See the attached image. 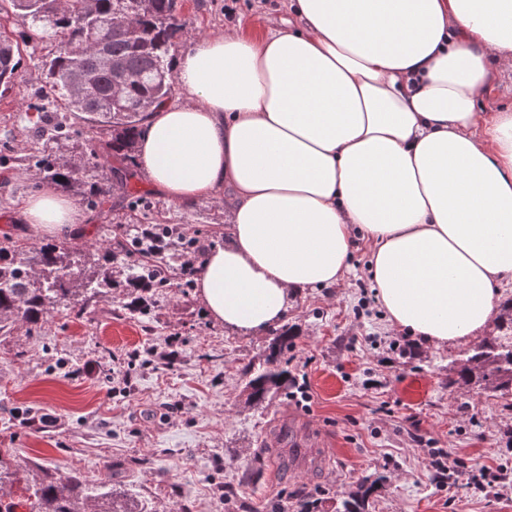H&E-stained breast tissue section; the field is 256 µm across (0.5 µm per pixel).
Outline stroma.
Here are the masks:
<instances>
[{
  "label": "stroma",
  "mask_w": 512,
  "mask_h": 512,
  "mask_svg": "<svg viewBox=\"0 0 512 512\" xmlns=\"http://www.w3.org/2000/svg\"><path fill=\"white\" fill-rule=\"evenodd\" d=\"M186 26L169 61L195 47L202 34L239 26L252 33L278 26L288 0H178ZM23 36L17 85L0 97V236L36 245L24 203L41 179L25 157L42 145L24 120L29 100L45 88L42 63L56 44L21 18L4 21ZM155 224H188L201 243L223 245V198L169 202L144 177L131 181ZM366 246L356 243L351 271L336 285L311 288L290 302L294 345L281 361L306 379L310 409L276 391L266 408L246 402L242 369L262 372L273 330L245 335L206 315L195 289L163 291L148 317L118 309L122 289L103 294L83 320L49 316L42 335L15 321L0 334V455L21 472L40 466L76 472L92 485L124 469L122 492L136 512H224L232 490L249 512H273L285 502L299 512L315 500L332 512L368 475L386 483L368 512H512V449L503 432L512 409L491 392L449 388L451 347H425L389 329L381 308L359 312L368 282ZM399 340L402 350L389 349ZM173 346L165 364L158 353ZM420 381L425 395L409 400L404 386ZM447 450L466 466L454 482L433 478L427 450ZM506 472L480 490L469 465Z\"/></svg>",
  "instance_id": "obj_1"
}]
</instances>
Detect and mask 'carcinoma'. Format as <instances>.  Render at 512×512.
I'll return each instance as SVG.
<instances>
[{
  "instance_id": "obj_1",
  "label": "carcinoma",
  "mask_w": 512,
  "mask_h": 512,
  "mask_svg": "<svg viewBox=\"0 0 512 512\" xmlns=\"http://www.w3.org/2000/svg\"><path fill=\"white\" fill-rule=\"evenodd\" d=\"M13 12L46 36L57 40L55 55L44 63L48 89L65 106L98 130L99 151L112 160L108 172L98 164L61 162L47 153L33 154L28 164L44 175V183L79 191L86 205L108 216L104 205L113 192L128 187L137 168L136 144L142 125L154 110L167 104L175 80L167 62L172 40L184 29L177 0H9ZM133 14L124 27L113 25V15ZM19 42L0 32V90L15 85L20 66ZM138 229L116 238L109 248L77 251L63 239L28 249L9 236L0 238V316H13L39 333L46 316L61 312L80 319L103 289L112 287V262L117 256L137 254ZM121 287L124 309L146 314L156 292L172 287L162 254L141 258L128 266ZM293 329L276 335L265 356V370L246 378V402L264 407L273 390L294 378L281 366V355L293 346ZM512 396V298L503 302L492 332L477 341L463 358L448 364V387ZM20 481L10 461L0 457V512H13L14 486ZM382 479L366 477L340 501L336 512H366L370 497ZM30 512H136L112 485L93 486L79 475L64 479L37 468L26 483Z\"/></svg>"
}]
</instances>
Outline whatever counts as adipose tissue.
<instances>
[{
    "instance_id": "obj_1",
    "label": "adipose tissue",
    "mask_w": 512,
    "mask_h": 512,
    "mask_svg": "<svg viewBox=\"0 0 512 512\" xmlns=\"http://www.w3.org/2000/svg\"><path fill=\"white\" fill-rule=\"evenodd\" d=\"M510 70L512 0H289L279 27L201 38L176 61L189 104L151 113L138 161L168 200L230 192L206 314L278 326L360 240L390 328L478 339L512 284V108H487ZM24 213L40 237L84 220L51 189Z\"/></svg>"
}]
</instances>
